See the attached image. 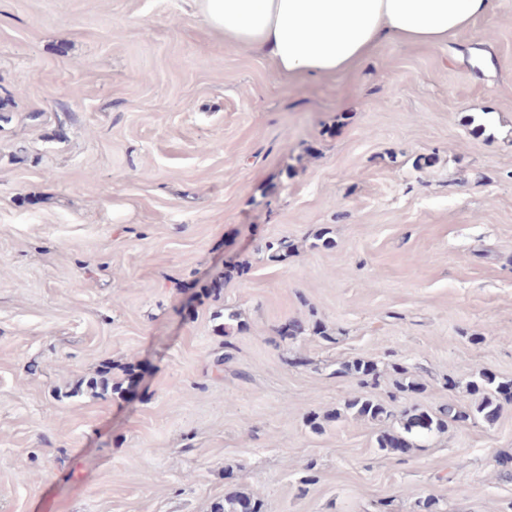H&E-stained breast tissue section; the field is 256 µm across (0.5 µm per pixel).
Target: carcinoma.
Segmentation results:
<instances>
[{"instance_id":"1","label":"carcinoma","mask_w":512,"mask_h":512,"mask_svg":"<svg viewBox=\"0 0 512 512\" xmlns=\"http://www.w3.org/2000/svg\"><path fill=\"white\" fill-rule=\"evenodd\" d=\"M336 373L351 375L366 385L378 380L377 366L364 359H352L340 363ZM475 396V401L468 411H462L450 403L433 415L427 411L414 409L403 415L401 431L398 433L384 431L377 438V446L386 452L406 453L414 443L412 439L427 435L433 431L440 432L448 426V421L466 419L470 416L480 417L486 421L497 418L500 411L501 396H512V381H502L496 376L482 372L478 378L468 384ZM346 410L355 418L382 422L391 417L388 408L379 402L361 394L353 396L346 404ZM261 500L249 494H235L224 498V503L215 506L214 512H262Z\"/></svg>"}]
</instances>
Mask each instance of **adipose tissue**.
<instances>
[{
	"mask_svg": "<svg viewBox=\"0 0 512 512\" xmlns=\"http://www.w3.org/2000/svg\"><path fill=\"white\" fill-rule=\"evenodd\" d=\"M230 47L288 76L333 75L380 43L438 46L490 14L493 0H195Z\"/></svg>",
	"mask_w": 512,
	"mask_h": 512,
	"instance_id": "1",
	"label": "adipose tissue"
}]
</instances>
